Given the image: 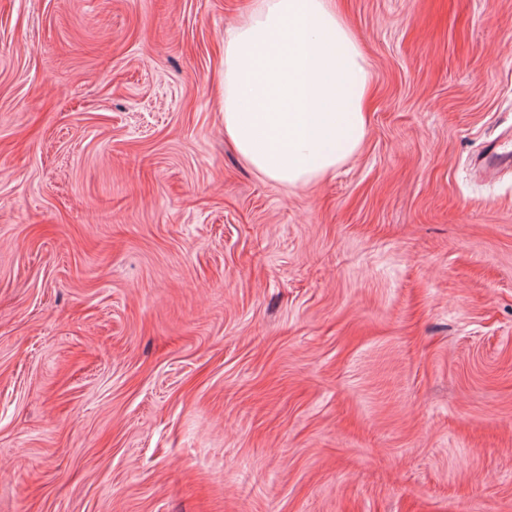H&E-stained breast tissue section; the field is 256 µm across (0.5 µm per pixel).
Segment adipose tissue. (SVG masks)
I'll list each match as a JSON object with an SVG mask.
<instances>
[{"label":"adipose tissue","mask_w":512,"mask_h":512,"mask_svg":"<svg viewBox=\"0 0 512 512\" xmlns=\"http://www.w3.org/2000/svg\"><path fill=\"white\" fill-rule=\"evenodd\" d=\"M369 91L335 0H253L224 43V130L257 172L291 187L360 149Z\"/></svg>","instance_id":"ef3b65f1"}]
</instances>
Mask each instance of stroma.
I'll return each instance as SVG.
<instances>
[{"mask_svg":"<svg viewBox=\"0 0 512 512\" xmlns=\"http://www.w3.org/2000/svg\"><path fill=\"white\" fill-rule=\"evenodd\" d=\"M252 0H0V512H512V0H337L360 151L224 131ZM511 164L512 141L508 138L505 141L497 140L483 158L480 168L485 172L490 173L501 167H509Z\"/></svg>","mask_w":512,"mask_h":512,"instance_id":"35a3bbf8","label":"stroma"}]
</instances>
